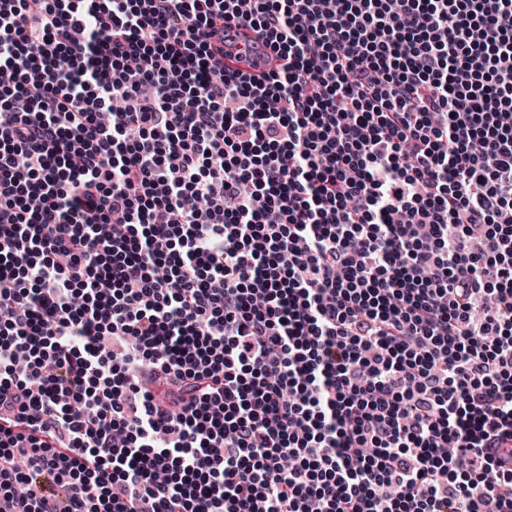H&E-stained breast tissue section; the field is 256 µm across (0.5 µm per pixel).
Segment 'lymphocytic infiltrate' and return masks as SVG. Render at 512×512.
<instances>
[{
	"label": "lymphocytic infiltrate",
	"instance_id": "f902f5d3",
	"mask_svg": "<svg viewBox=\"0 0 512 512\" xmlns=\"http://www.w3.org/2000/svg\"><path fill=\"white\" fill-rule=\"evenodd\" d=\"M0 512H512V0H0Z\"/></svg>",
	"mask_w": 512,
	"mask_h": 512
}]
</instances>
